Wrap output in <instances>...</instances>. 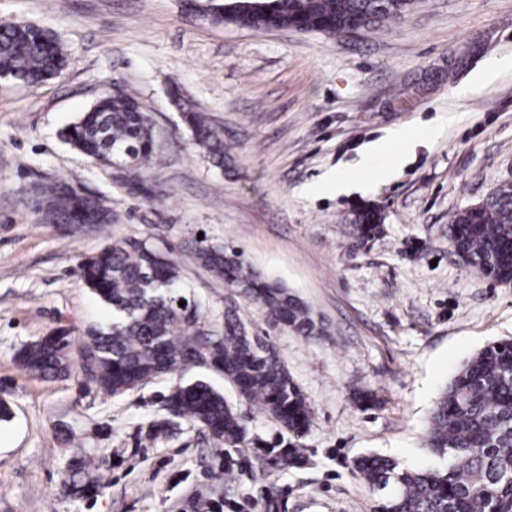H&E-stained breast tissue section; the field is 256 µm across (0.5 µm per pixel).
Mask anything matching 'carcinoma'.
I'll list each match as a JSON object with an SVG mask.
<instances>
[{"mask_svg":"<svg viewBox=\"0 0 512 512\" xmlns=\"http://www.w3.org/2000/svg\"><path fill=\"white\" fill-rule=\"evenodd\" d=\"M416 0H212L200 17L217 24L253 27L244 4L260 5L275 17L309 26V31H339L353 23L366 30L405 16ZM63 48L46 29L22 22L0 24V73L37 85L60 74ZM177 104L194 145L217 167L227 154L223 135L206 115L176 91ZM79 153L106 167L130 164L123 189L133 197L158 195L153 173L157 160L154 127L137 99L123 91L104 93L62 132ZM42 221L61 227L112 223L106 202L78 193L66 180L56 181L51 199L39 202ZM371 208L355 215L357 232L368 242L381 232ZM451 246L461 262L497 284L512 283V190L500 188L482 204L453 219ZM196 262L255 304L266 321L308 339L325 334L310 308L288 288L251 269L243 254L206 239L191 248ZM75 275L112 309V324L94 328L81 343L76 367L82 383L110 395H122L144 381L199 362L221 373L240 398L261 406L288 432L290 465L303 457L298 440L307 430L310 406L268 338L224 310V327L205 325L201 304L188 297L174 250L161 252L146 239L125 237L82 259ZM184 306H179V302ZM70 340L60 332L25 344L17 360L28 374L47 378L68 369ZM170 416L151 425L156 438L168 437L182 421L200 426L216 449L236 447L245 427L224 394L206 382L178 385L166 396ZM431 462L402 468L380 455L357 458L353 467L372 489L383 492L379 512H512V338L487 343L449 381L435 405L426 432ZM103 467L86 457L64 489L75 496L87 490L92 473Z\"/></svg>","mask_w":512,"mask_h":512,"instance_id":"carcinoma-1","label":"carcinoma"}]
</instances>
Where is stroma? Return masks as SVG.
<instances>
[{
	"label": "stroma",
	"instance_id": "obj_1",
	"mask_svg": "<svg viewBox=\"0 0 512 512\" xmlns=\"http://www.w3.org/2000/svg\"><path fill=\"white\" fill-rule=\"evenodd\" d=\"M206 3L0 0V23L51 30L67 57L42 84L0 80V400L13 411L0 421V512H375L353 461L426 463L441 391L486 343L512 337V285L473 272L450 244L455 212L512 183V0H418L350 40L213 24L197 12ZM113 86L153 120L157 198H132L60 137ZM173 89L222 132L229 168L194 147ZM61 179L103 196L117 222L42 223L33 188ZM366 205L383 232L364 243L353 217ZM201 235L238 248L329 330L308 341L238 303L310 404L293 466L276 453L281 425L209 370L112 396L85 389L77 367L44 381L17 362L27 342L65 329L77 346L111 319L74 273L109 240L183 250ZM181 274L206 323L222 326L232 291L186 257ZM197 379L238 410L239 447L215 451L186 423L170 442L149 436L164 395ZM90 454L105 462L98 490L68 495L63 477Z\"/></svg>",
	"mask_w": 512,
	"mask_h": 512
}]
</instances>
